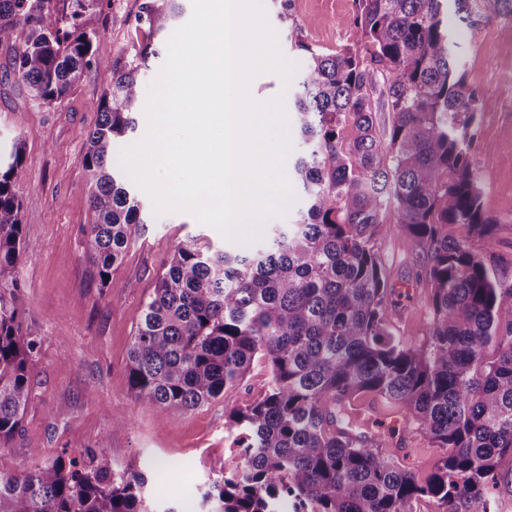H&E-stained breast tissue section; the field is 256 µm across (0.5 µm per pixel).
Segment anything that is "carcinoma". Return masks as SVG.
I'll return each mask as SVG.
<instances>
[{
    "label": "carcinoma",
    "instance_id": "obj_1",
    "mask_svg": "<svg viewBox=\"0 0 512 512\" xmlns=\"http://www.w3.org/2000/svg\"><path fill=\"white\" fill-rule=\"evenodd\" d=\"M0 0V46L17 80L43 104L63 101L92 68L101 34L86 16L103 0ZM183 0H148L147 40L112 70L93 106L82 168L92 222L87 259L102 286L143 223L134 190L112 163L135 130L141 73L159 54ZM352 45L320 53L292 22L305 52L293 112L304 148L288 169L305 208L251 252L178 244L135 315L127 371L135 398L174 416L210 404L268 369L264 395L231 412L239 462L203 492V512H408L419 497L444 512L495 496L501 459L512 456V254L477 252L499 220L483 200L472 147L478 94L448 32L477 0H352ZM386 84L391 126L379 133L372 77ZM26 138L0 162V451L11 447L32 396L28 365L41 336L24 326L17 268L30 242L15 191ZM426 253L431 283L426 339L393 331L378 240L387 215ZM379 395L404 424L441 449L420 480L382 438L358 432L346 400ZM0 472V512H156L141 472L102 451L41 459Z\"/></svg>",
    "mask_w": 512,
    "mask_h": 512
}]
</instances>
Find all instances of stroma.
I'll use <instances>...</instances> for the list:
<instances>
[{"label":"stroma","mask_w":512,"mask_h":512,"mask_svg":"<svg viewBox=\"0 0 512 512\" xmlns=\"http://www.w3.org/2000/svg\"><path fill=\"white\" fill-rule=\"evenodd\" d=\"M144 0H105L88 16V28L103 32L95 44L92 69L62 102L40 104L10 68V53L0 47V152L9 153L26 137L24 162L15 190L27 199L23 232L30 242L18 266L24 290L26 322L42 341L30 367L32 398L11 448L0 453V471L31 464L40 449L53 458L84 457L106 441V453L118 465L143 472L151 498L180 507L200 498L230 456L232 437L224 422L233 410L258 399L268 372L257 365L246 381L219 400L181 416L138 403L126 365L133 317L178 244L226 248L230 242L186 212L155 217L144 197L145 221L136 225L112 281L101 286L86 259L82 235L90 221L88 185L81 160L96 121L92 110L119 63L132 57L145 39L136 18ZM295 21L312 20L304 39L313 49L330 51L351 43L352 0H292ZM448 28L467 71L480 91L479 140L491 155L476 153L485 205L503 221L497 235L481 243L487 254L512 252V28H503L481 0L473 24L449 15ZM392 289V321L398 336L411 344L426 334L430 287L426 256L412 249L398 224H386L378 242ZM133 420L129 429L113 428L110 413ZM360 430L400 448L412 439L414 453L403 464L425 478L440 454L421 437L411 436L402 413L384 421L359 415Z\"/></svg>","instance_id":"stroma-1"}]
</instances>
